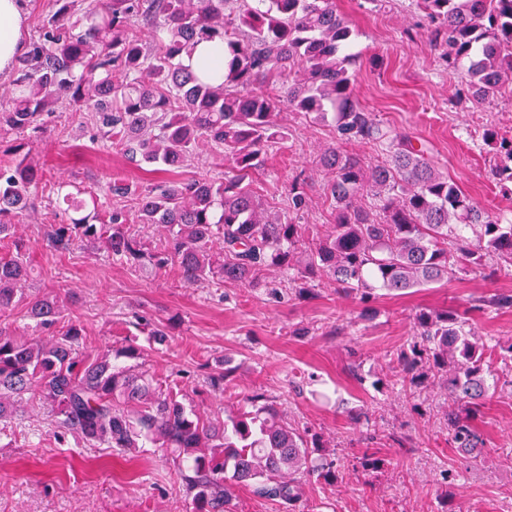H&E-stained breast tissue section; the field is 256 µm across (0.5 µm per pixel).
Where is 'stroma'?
Masks as SVG:
<instances>
[{"mask_svg":"<svg viewBox=\"0 0 512 512\" xmlns=\"http://www.w3.org/2000/svg\"><path fill=\"white\" fill-rule=\"evenodd\" d=\"M409 2L336 0L355 32L351 71L358 102L384 124L424 141L436 165L477 206L512 219V195H502L492 180L494 150L466 135L489 125L512 136V96L499 97L490 109L462 100L463 64L433 48L430 26ZM83 122L79 112L57 114L33 141L47 179L89 189L158 181L120 151L93 148ZM288 126V141L256 176L260 193L282 202L293 176L305 173L311 204L297 221L326 223L317 160L333 128L294 113ZM48 210L42 192L34 211L16 220L32 265L26 293L69 295V313L86 331L83 353L97 355L136 336L150 373L196 389V403L210 415L223 416L238 394L261 390L288 418L312 427L316 462H351L370 447L384 458L365 482L349 474L329 486L306 477L300 512H512V394L489 389L474 420L484 446L471 458L448 441L447 401L438 388L409 396L389 384L393 355L410 341L419 310L458 311L482 340L512 341V309L480 310L492 294L512 293L511 266L499 265L490 279L470 273L428 288L380 290L364 303L324 284L313 298L274 302L259 290L190 286L173 271H132L83 244L50 250ZM134 310L172 321L169 343L151 345L137 335L129 323ZM221 363L233 370L222 394L206 384L210 368ZM323 391L330 401L320 399ZM362 411L369 421H356ZM454 469L462 477L444 481L442 471ZM0 512H189V504L177 468L161 449L149 444L136 457L121 458L72 435L58 442L47 407L26 398L0 420Z\"/></svg>","mask_w":512,"mask_h":512,"instance_id":"35a3bbf8","label":"stroma"}]
</instances>
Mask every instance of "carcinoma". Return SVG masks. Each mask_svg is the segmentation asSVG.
<instances>
[{
	"label": "carcinoma",
	"instance_id": "cac0c4a2",
	"mask_svg": "<svg viewBox=\"0 0 512 512\" xmlns=\"http://www.w3.org/2000/svg\"><path fill=\"white\" fill-rule=\"evenodd\" d=\"M56 4L0 89V145L12 155L0 159V243L15 249L0 257V315L26 300L28 262L14 219L32 209L43 180L28 144L59 108L86 113L97 148L181 178L141 189L115 182L102 192L55 182V204L66 205L46 232L55 251L88 242L134 271L170 267L189 285L260 288L272 299L286 288L303 298L317 281L366 302L378 289L446 283L492 260L512 266V221L474 206L413 135L385 127L355 101L352 31L336 0H95L79 13L74 0ZM410 6L433 25L441 54L466 62L472 105L512 87V0ZM216 40L224 44L219 83L181 63ZM285 105L313 123L333 118L332 141L318 157L328 224L295 223L309 206L300 178L284 208L253 187L267 154L288 139ZM482 139L499 153L494 180L512 194V139L493 128ZM353 141L381 160L346 150ZM199 166L209 170L184 176ZM132 224L155 225L164 244L147 248ZM65 311L59 295L28 302L32 331H56L48 340L0 327V417L29 395L50 410L61 442L76 435L128 456L149 441L176 462L192 512H236L242 485L293 512L303 477L336 481V462L315 467V437L265 393L245 395L223 419L205 418L141 367L80 352L83 329ZM414 323L392 386L431 381L452 402L443 417L451 443L482 447L471 420L485 406L487 377L512 387V342L481 344L468 320L446 309L421 310ZM381 465L365 450L355 470L366 476Z\"/></svg>",
	"mask_w": 512,
	"mask_h": 512
}]
</instances>
